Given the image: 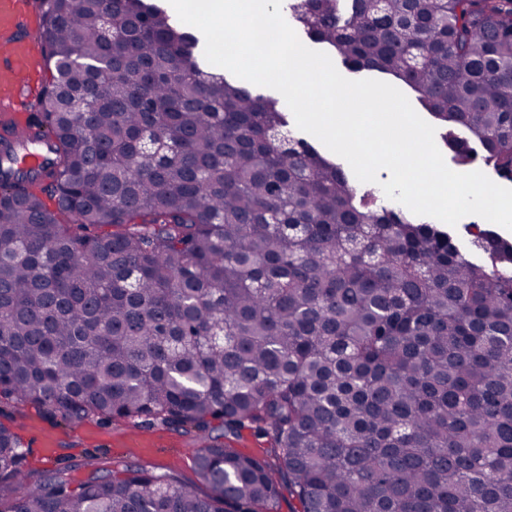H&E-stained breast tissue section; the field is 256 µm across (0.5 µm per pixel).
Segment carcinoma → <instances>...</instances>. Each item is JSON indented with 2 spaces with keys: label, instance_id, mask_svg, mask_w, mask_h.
I'll return each mask as SVG.
<instances>
[{
  "label": "carcinoma",
  "instance_id": "obj_1",
  "mask_svg": "<svg viewBox=\"0 0 512 512\" xmlns=\"http://www.w3.org/2000/svg\"><path fill=\"white\" fill-rule=\"evenodd\" d=\"M38 6L56 208L0 174V398L194 430L209 492L132 466L32 479L0 424V512H277L284 485L297 512H512V244L476 224L474 257L357 194L166 10ZM290 9L512 181V0ZM246 426L275 464L212 436Z\"/></svg>",
  "mask_w": 512,
  "mask_h": 512
}]
</instances>
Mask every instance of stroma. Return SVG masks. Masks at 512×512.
Returning a JSON list of instances; mask_svg holds the SVG:
<instances>
[{"label": "stroma", "instance_id": "obj_1", "mask_svg": "<svg viewBox=\"0 0 512 512\" xmlns=\"http://www.w3.org/2000/svg\"><path fill=\"white\" fill-rule=\"evenodd\" d=\"M0 424L19 436L24 467L35 476L68 467L81 479L91 465L113 469L132 464L158 473L175 472L198 493L208 491L193 464L201 441L181 429L121 419L71 426L21 403L0 409Z\"/></svg>", "mask_w": 512, "mask_h": 512}]
</instances>
